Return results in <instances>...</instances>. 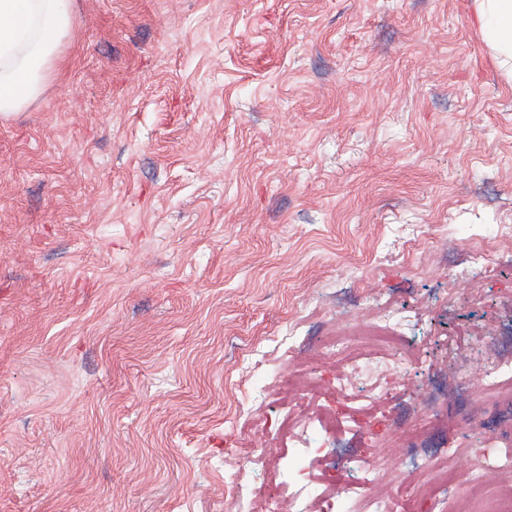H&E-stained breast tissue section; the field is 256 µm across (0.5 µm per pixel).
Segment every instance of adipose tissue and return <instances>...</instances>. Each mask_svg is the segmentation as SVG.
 Masks as SVG:
<instances>
[{
	"label": "adipose tissue",
	"instance_id": "ef3b65f1",
	"mask_svg": "<svg viewBox=\"0 0 512 512\" xmlns=\"http://www.w3.org/2000/svg\"><path fill=\"white\" fill-rule=\"evenodd\" d=\"M472 24L512 82V0H472ZM72 33V0H0V115L41 93Z\"/></svg>",
	"mask_w": 512,
	"mask_h": 512
}]
</instances>
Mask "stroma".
<instances>
[{"label":"stroma","mask_w":512,"mask_h":512,"mask_svg":"<svg viewBox=\"0 0 512 512\" xmlns=\"http://www.w3.org/2000/svg\"><path fill=\"white\" fill-rule=\"evenodd\" d=\"M512 84L471 0H74L55 75L0 116V512H243L287 366L393 298L447 419L420 466L512 457V406L442 393L512 354ZM482 249L494 279L468 271ZM266 350L260 372L247 368Z\"/></svg>","instance_id":"stroma-1"}]
</instances>
